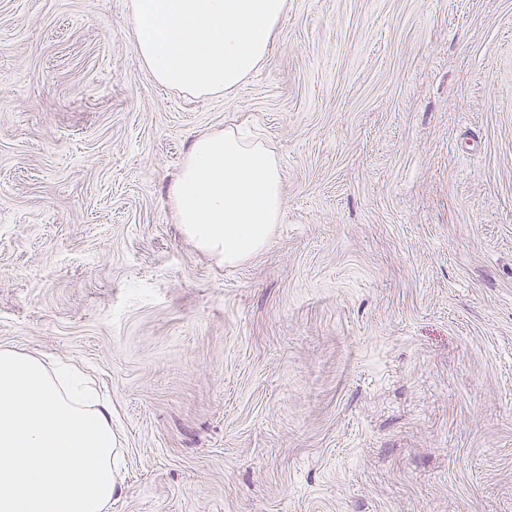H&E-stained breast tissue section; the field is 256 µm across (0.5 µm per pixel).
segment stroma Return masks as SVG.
Wrapping results in <instances>:
<instances>
[{
	"label": "stroma",
	"instance_id": "35a3bbf8",
	"mask_svg": "<svg viewBox=\"0 0 512 512\" xmlns=\"http://www.w3.org/2000/svg\"><path fill=\"white\" fill-rule=\"evenodd\" d=\"M128 0H0V347L89 372L105 512H512V0H287L229 93L158 84ZM261 134L269 245L170 187Z\"/></svg>",
	"mask_w": 512,
	"mask_h": 512
}]
</instances>
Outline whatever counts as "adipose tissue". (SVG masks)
Listing matches in <instances>:
<instances>
[{
	"label": "adipose tissue",
	"mask_w": 512,
	"mask_h": 512,
	"mask_svg": "<svg viewBox=\"0 0 512 512\" xmlns=\"http://www.w3.org/2000/svg\"><path fill=\"white\" fill-rule=\"evenodd\" d=\"M286 0H129L137 56L197 96L229 92L260 67ZM112 407L72 367L0 349V512H105Z\"/></svg>",
	"instance_id": "obj_1"
}]
</instances>
